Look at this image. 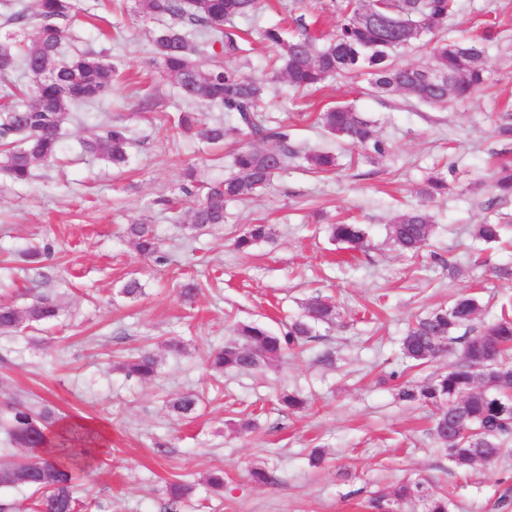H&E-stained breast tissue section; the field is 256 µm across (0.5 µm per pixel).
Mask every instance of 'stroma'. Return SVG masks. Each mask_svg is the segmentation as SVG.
Masks as SVG:
<instances>
[{
  "instance_id": "35a3bbf8",
  "label": "stroma",
  "mask_w": 512,
  "mask_h": 512,
  "mask_svg": "<svg viewBox=\"0 0 512 512\" xmlns=\"http://www.w3.org/2000/svg\"><path fill=\"white\" fill-rule=\"evenodd\" d=\"M79 6L93 18L64 40L65 54L105 52L118 78L102 102L65 114L58 163L36 168L23 185L0 175V301L21 307L46 293L62 308L57 322L0 335V427L16 398L36 406L49 401L61 416L94 424L105 443L77 495L110 512H163L173 481L194 487L180 512H367L374 493L406 481L451 492V512H512V440L503 459L459 474L428 433L432 408L396 397L399 384L427 382L455 359L447 353L425 367L410 365L400 339L415 317L462 291L477 294L490 316L512 304V285L492 275L493 267L512 262V198L485 207L490 173L512 162V139L494 131L512 115V0H459L446 35L492 33L491 79L445 109L372 93L353 76L294 91L274 78L275 50L260 42L246 58L228 59L265 81L271 125L287 127L300 150L336 149L339 170L317 172L289 160L264 195L229 205L223 230L197 245L187 238L189 207L176 203L184 169L196 167L205 181L224 179L233 153L256 141L241 136L214 148L173 130L190 105L154 64L150 43L168 15H144L139 0ZM299 15L314 35L336 24L318 0H269L235 27L243 32ZM338 103L375 121L389 156L376 161L336 145L315 124L316 112ZM110 124L125 126L130 138L121 167L80 146ZM431 176L444 177L448 192L430 205L436 228L428 247L410 257L388 243L386 226L417 202ZM487 217L502 220L503 242L485 250L478 266L470 229ZM141 220L154 224L166 264L142 258L123 236V225ZM345 220L365 225L369 249L352 254L331 241L330 224ZM248 224L272 225L274 241L236 250L233 241ZM45 245L53 255L42 270L18 261L19 252ZM452 264L463 270L455 279L448 276ZM131 278L145 288L134 301L120 293ZM189 278L201 290L187 302L178 288ZM316 295L336 302L335 324L318 326L301 349L261 373L210 375L207 354L237 323L280 332ZM174 337L185 345L182 354L164 347ZM146 346L159 357L157 376L127 378L120 362ZM327 351L335 355L330 366L318 361ZM283 391L307 398L308 409L284 408L277 400ZM185 392L201 397L189 422L168 407ZM250 418L257 430L242 432L241 421ZM317 446L326 461L313 468L308 454ZM259 465L276 470L277 485L252 481ZM215 470L224 473L217 494L205 485Z\"/></svg>"
}]
</instances>
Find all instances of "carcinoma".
<instances>
[{"label":"carcinoma","mask_w":512,"mask_h":512,"mask_svg":"<svg viewBox=\"0 0 512 512\" xmlns=\"http://www.w3.org/2000/svg\"><path fill=\"white\" fill-rule=\"evenodd\" d=\"M146 15L166 14L175 20L154 33V60L178 84L182 97L192 105H214L235 116L236 125L221 121L199 125L193 112L178 115L173 128L197 134L211 145H222L234 135H249L274 141L272 150L242 149L233 155V172L222 180L196 185L194 170L185 169L181 191L194 197L187 229L200 237L224 225L226 205L258 198L288 159L299 156L290 144L288 130L271 128L262 115L265 85L262 80L224 66L223 57L239 55L246 48L233 31L224 30L238 18L261 7V0H141ZM338 21L323 43L309 36L285 37L280 27L255 30L258 38L276 47V74L296 91L316 88L328 78L365 75L377 93H398L420 105L446 107L451 101L468 99L491 76L485 45L477 40L444 41L434 48L432 65L399 64L394 54L423 36L448 26L455 0H327ZM79 14L78 0H36L34 12L15 10L3 15L8 26H33L36 37L28 43L0 41V75L23 64L32 83L26 90L14 84L0 89V170L13 183L26 184L35 168L58 159L61 153L60 125L73 106L94 103L112 92L117 72L100 52L63 56L59 48ZM318 122L336 139L358 146L378 158L390 154L374 122L349 105H334L318 113ZM127 130L107 125L95 137L82 142L85 152L102 157L114 166L128 160ZM314 170L330 172L338 167L336 155L311 152L303 156ZM490 187L496 195L488 207L512 196V166L503 165L492 174ZM448 189L440 177L428 179L419 191L422 203L399 211L387 227V237L403 253H418L429 241L434 216L428 203ZM503 225L485 220L472 227V237L484 244L500 241ZM138 255L156 264L167 262L154 225L144 221L124 229ZM332 241L349 250L370 247L360 224L330 225ZM274 240L269 224H250L234 246L245 251L259 242ZM484 306L478 297L461 293L409 325L401 339L404 357L424 365L448 350V343L462 344L458 360L428 382L408 383L398 389V398L409 404L436 409L429 434L448 456L456 470L477 462L495 463L503 454L504 441L512 436V310L480 328L474 322ZM60 306L49 297H38L22 308L0 303V335L34 329L55 320ZM336 319V306L315 296L303 305L280 334L257 323H243L224 346L211 353L209 368L218 374L249 372L277 361L312 338L314 326ZM126 377L153 379L158 371L154 352L144 349L121 363ZM199 396L184 393L169 404L178 417L190 419ZM60 417L52 406L34 407L24 401L11 406L7 441L16 448L43 449L35 460L0 465V487L32 491L33 512H76L75 481L80 469L66 461L91 455L95 432L80 422L57 428ZM193 489L186 483H171L166 512ZM420 500L425 512H450V493H428L420 483H402L368 501L372 512H396L407 500Z\"/></svg>","instance_id":"obj_1"}]
</instances>
